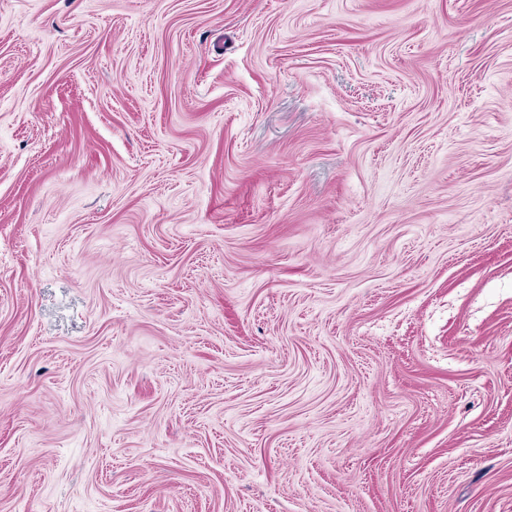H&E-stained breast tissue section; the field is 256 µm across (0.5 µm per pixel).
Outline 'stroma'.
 <instances>
[{"label": "stroma", "mask_w": 512, "mask_h": 512, "mask_svg": "<svg viewBox=\"0 0 512 512\" xmlns=\"http://www.w3.org/2000/svg\"><path fill=\"white\" fill-rule=\"evenodd\" d=\"M0 512H512V0H0Z\"/></svg>", "instance_id": "35a3bbf8"}]
</instances>
